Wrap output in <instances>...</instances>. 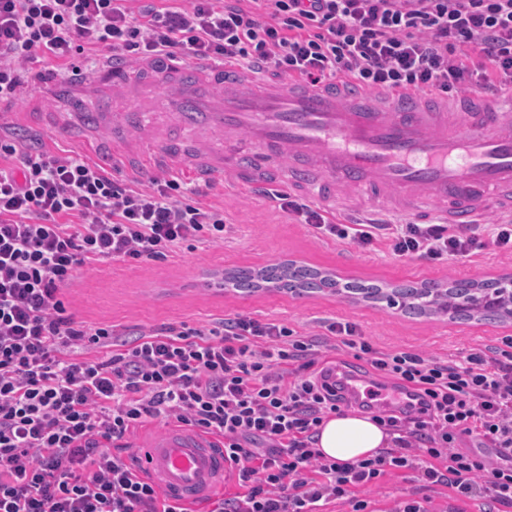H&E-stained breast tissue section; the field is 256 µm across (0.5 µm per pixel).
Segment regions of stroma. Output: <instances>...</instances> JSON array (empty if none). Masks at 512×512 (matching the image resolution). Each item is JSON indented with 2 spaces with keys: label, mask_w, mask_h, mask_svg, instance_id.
<instances>
[{
  "label": "stroma",
  "mask_w": 512,
  "mask_h": 512,
  "mask_svg": "<svg viewBox=\"0 0 512 512\" xmlns=\"http://www.w3.org/2000/svg\"><path fill=\"white\" fill-rule=\"evenodd\" d=\"M42 69L39 63L25 65L21 94L12 102H1L0 110L15 113L12 130L38 134L56 153L96 161L92 148L66 129L45 130L28 119L31 110L62 109L51 96L49 84L38 79ZM198 188L197 202L223 210L231 224L226 243L186 247L165 262L128 265L106 261L83 267L60 293L68 314L89 326L147 329L175 321L206 327L225 316L242 314L285 323L307 335L321 333L322 321L338 320L356 324L379 348L438 357L460 356L496 338L512 336V322H459L440 314L413 316L383 302L356 301L343 294L296 297L271 288L251 294L216 289L225 271L289 261L331 272L342 282L360 280L381 286L497 279L512 271V255L490 248L478 256L442 264L397 259L384 248L367 251L353 243L320 241L269 198L242 190L231 177L202 182Z\"/></svg>",
  "instance_id": "1"
}]
</instances>
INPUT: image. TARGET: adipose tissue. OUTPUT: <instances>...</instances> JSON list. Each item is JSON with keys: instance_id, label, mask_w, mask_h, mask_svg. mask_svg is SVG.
I'll return each mask as SVG.
<instances>
[{"instance_id": "1", "label": "adipose tissue", "mask_w": 512, "mask_h": 512, "mask_svg": "<svg viewBox=\"0 0 512 512\" xmlns=\"http://www.w3.org/2000/svg\"><path fill=\"white\" fill-rule=\"evenodd\" d=\"M389 445V435L371 416L352 412L325 421L317 442L324 456L338 462L368 457Z\"/></svg>"}]
</instances>
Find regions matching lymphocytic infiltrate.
Segmentation results:
<instances>
[{
    "instance_id": "f902f5d3",
    "label": "lymphocytic infiltrate",
    "mask_w": 512,
    "mask_h": 512,
    "mask_svg": "<svg viewBox=\"0 0 512 512\" xmlns=\"http://www.w3.org/2000/svg\"><path fill=\"white\" fill-rule=\"evenodd\" d=\"M190 2L134 11L128 0H0V100L19 95L24 65L56 61L77 76L86 54L94 70L184 55L313 85L512 93V0H253L252 12L238 0ZM148 183L49 154L33 136L0 144V512H188L119 453L157 418L222 439L240 490L211 512H377L371 490L406 472L428 494L393 512H432L435 489L512 506V336L442 359L380 349L348 322L304 335L238 314L130 332L67 315L59 295L83 266L223 243L222 210L189 201L178 176ZM267 196L317 238L398 258L512 253V219L343 224L288 194ZM347 350L419 402L373 413L390 447L339 463L316 442L326 419L353 406L326 359ZM466 438L496 459L461 449Z\"/></svg>"
}]
</instances>
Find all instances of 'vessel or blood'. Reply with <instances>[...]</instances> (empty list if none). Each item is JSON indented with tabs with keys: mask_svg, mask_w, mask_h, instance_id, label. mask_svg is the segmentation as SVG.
Listing matches in <instances>:
<instances>
[{
	"mask_svg": "<svg viewBox=\"0 0 512 512\" xmlns=\"http://www.w3.org/2000/svg\"><path fill=\"white\" fill-rule=\"evenodd\" d=\"M146 93L170 107L176 125L196 131L192 151L165 145L162 125L144 127L139 113L115 107ZM53 94L65 105L54 123L85 140L111 132L109 163L172 167L198 180L228 173L246 189L283 181L327 203L338 189L360 190L369 205L418 219L437 206L462 228L489 209L512 210V95L450 107L343 84H245L221 63L167 60L105 73L91 96L66 80ZM135 459L169 499L188 504L221 488L228 469L221 441L179 428L138 444Z\"/></svg>",
	"mask_w": 512,
	"mask_h": 512,
	"instance_id": "vessel-or-blood-1",
	"label": "vessel or blood"
}]
</instances>
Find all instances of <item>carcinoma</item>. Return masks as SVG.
<instances>
[{"instance_id":"obj_1","label":"carcinoma","mask_w":512,"mask_h":512,"mask_svg":"<svg viewBox=\"0 0 512 512\" xmlns=\"http://www.w3.org/2000/svg\"><path fill=\"white\" fill-rule=\"evenodd\" d=\"M224 281L232 287L251 291L270 283L272 287L294 293L329 290L342 292L339 283L331 274L308 266L284 264L264 267L258 270H235L228 273ZM500 283L496 281H458L448 286L429 282L420 288L401 286L385 291L374 285H355L367 298L399 304L417 314H437L441 311L453 318L485 321L512 319V307L508 303L496 302Z\"/></svg>"}]
</instances>
